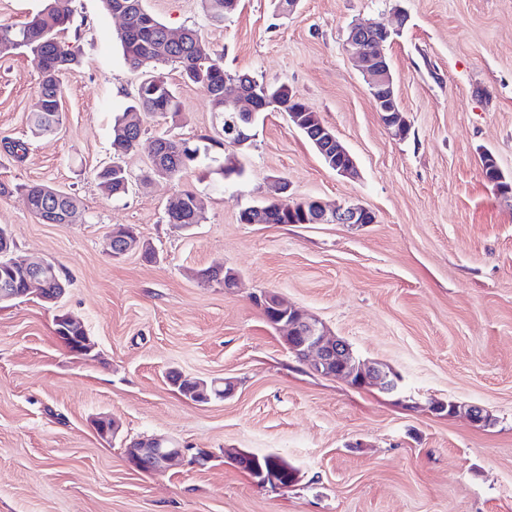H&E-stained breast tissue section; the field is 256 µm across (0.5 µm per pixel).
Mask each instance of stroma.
Listing matches in <instances>:
<instances>
[{
  "instance_id": "stroma-1",
  "label": "stroma",
  "mask_w": 512,
  "mask_h": 512,
  "mask_svg": "<svg viewBox=\"0 0 512 512\" xmlns=\"http://www.w3.org/2000/svg\"><path fill=\"white\" fill-rule=\"evenodd\" d=\"M169 29L197 28L228 73L293 88L356 159L329 169L286 113H260L249 146H226L244 169L224 179L202 160L178 181L150 180L151 146L166 130L191 140L222 118L206 87L163 71L182 103L176 127L145 117L123 165L129 192L109 198L95 172L112 162L114 117L140 73L125 61L118 18L102 0H69L81 65L63 79V126L32 136L39 96L32 57L0 54V140L26 141L19 162L0 151V226L17 258L52 261L70 280L56 304H0V512H512V203L483 173L492 152L512 177V0H239L211 25L200 0H146ZM376 22L395 92L410 122L393 139L345 41ZM291 200L359 202L375 223L243 224L271 178ZM43 183L82 203L76 224L42 223L19 193ZM204 204L201 224L165 222L173 192ZM133 225L156 262L106 250L112 226ZM215 263L237 288L201 284ZM272 291L316 316L364 360L404 378L416 408L373 388L306 372L254 302ZM79 318L95 356L72 354L57 315ZM232 379L234 393L196 405L166 374ZM478 405L494 423L430 414L429 399ZM114 416L101 439L95 416ZM163 437L203 449L205 467L163 475L127 461L131 441ZM277 453L300 468L290 489L261 487L224 456Z\"/></svg>"
}]
</instances>
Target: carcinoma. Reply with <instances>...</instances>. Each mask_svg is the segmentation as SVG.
Here are the masks:
<instances>
[{
	"mask_svg": "<svg viewBox=\"0 0 512 512\" xmlns=\"http://www.w3.org/2000/svg\"><path fill=\"white\" fill-rule=\"evenodd\" d=\"M123 3L128 10L129 29L118 32L123 56L135 70H147L149 74L138 84L130 104L112 128V154L114 162L96 173L100 190L112 197H119L129 190L131 176L120 163L139 142L143 133L142 121L135 117L158 116L173 123L182 112V104L171 89L166 76L158 66H177L183 79L206 86L213 111L226 115L224 105V81L234 79L241 90L252 95L267 93L275 99L274 108L290 113L310 107L302 100L288 95V86L266 82L243 72L230 75L224 71L216 54L194 27L184 28V37L178 43L166 41L167 26L148 11L145 0H104L107 11L116 3ZM205 18L212 24H221L237 9L236 0H201ZM150 18L151 26L140 27L141 20ZM70 22V10L61 9L58 0H44L43 7L20 25H0V51L3 53L22 49L37 62L40 73V107L31 113L34 132L53 134L63 120L61 97L62 76L78 64L81 48L66 37ZM158 150L151 157L149 173L154 166L166 171L165 180H173L193 167L201 158V147L190 139L164 134L157 138ZM28 195L30 211L42 222L51 219L58 204L65 205L71 214L79 211L76 198L62 194V201L50 196L52 187L32 183L21 186ZM295 201L272 199L265 204L261 220L265 224L288 223V209ZM198 204L191 191H181L171 196L166 205L165 220L168 224H192Z\"/></svg>",
	"mask_w": 512,
	"mask_h": 512,
	"instance_id": "cac0c4a2",
	"label": "carcinoma"
}]
</instances>
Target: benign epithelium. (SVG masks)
Returning a JSON list of instances; mask_svg holds the SVG:
<instances>
[{
  "instance_id": "7a95c632",
  "label": "benign epithelium",
  "mask_w": 512,
  "mask_h": 512,
  "mask_svg": "<svg viewBox=\"0 0 512 512\" xmlns=\"http://www.w3.org/2000/svg\"><path fill=\"white\" fill-rule=\"evenodd\" d=\"M388 35V30L378 23H354L350 26L346 41V51L350 58L360 67L376 112L389 133L397 140L407 138L410 123L405 111L395 93L394 78L390 65L384 54L377 50L381 38ZM233 112L224 118L226 125L233 127L236 138L242 142L249 140L247 129L235 118L253 121L260 110L254 97L237 91V95L224 96ZM296 127L302 133L316 132L314 141L327 158L330 169L344 177H355L358 172L357 163L351 152L343 145L333 128L326 125L317 117L309 118L307 114H292ZM488 182L497 185L498 193L512 199V185L500 169H494L486 176ZM299 210L303 224H373L374 213L360 203H347L330 207L319 199H305L291 210ZM112 236H121L122 244L112 251L114 258L119 259L132 251L142 250L140 239L130 225L112 227ZM49 267L46 260L20 261L12 259L6 264L8 275L0 276V303L34 295L47 302L60 300L66 286L56 281L57 288H49L45 269ZM257 302L268 309L275 321V327L286 330L283 339L299 355L310 374L322 378L340 379L349 385L358 387H374L388 394H396L401 390V375L381 362L356 361L350 345L343 339L331 335L326 327L313 316L303 310L285 303L276 293L265 292L258 297ZM181 397L196 405L211 402L214 399H224L235 389V384L229 379L203 380L179 375ZM429 408L440 413L448 412L455 415L461 411L474 424L488 422L489 415L480 406H469L461 409L456 403H443L435 399L429 402ZM97 434L105 439H115L119 432V423L108 414L95 419ZM188 449L173 445L163 438H152L133 441L126 446L129 462L138 470L154 474H163L171 468L189 462L202 466L205 460L195 454L187 457ZM224 457L237 464L248 465V475L253 483L287 488L300 479V471L294 466L282 468H264L259 460L247 451L237 448L224 449Z\"/></svg>"
}]
</instances>
